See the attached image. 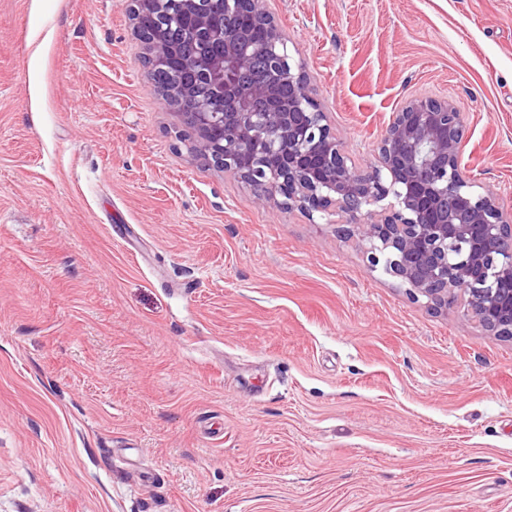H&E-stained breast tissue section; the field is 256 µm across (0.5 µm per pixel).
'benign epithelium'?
Returning a JSON list of instances; mask_svg holds the SVG:
<instances>
[{"label": "benign epithelium", "instance_id": "1", "mask_svg": "<svg viewBox=\"0 0 512 512\" xmlns=\"http://www.w3.org/2000/svg\"><path fill=\"white\" fill-rule=\"evenodd\" d=\"M130 2L149 67L176 61L186 76L170 96L180 97L194 153L252 186L259 202L281 196L310 216L343 215L368 242L369 265L409 298L512 340V207L476 192L461 163L465 116L451 99L407 98L374 158L357 164L309 91L304 63H290L266 0H171L165 25L158 0ZM241 12L264 27L263 44L242 37ZM203 82L210 96L194 97Z\"/></svg>", "mask_w": 512, "mask_h": 512}]
</instances>
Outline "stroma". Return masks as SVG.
Here are the masks:
<instances>
[{
  "instance_id": "stroma-1",
  "label": "stroma",
  "mask_w": 512,
  "mask_h": 512,
  "mask_svg": "<svg viewBox=\"0 0 512 512\" xmlns=\"http://www.w3.org/2000/svg\"><path fill=\"white\" fill-rule=\"evenodd\" d=\"M351 158L412 95L512 206V0H267ZM0 512H512V341L190 151L128 0H0Z\"/></svg>"
}]
</instances>
